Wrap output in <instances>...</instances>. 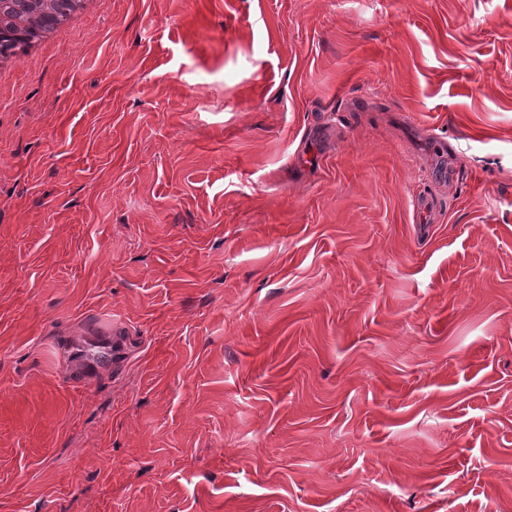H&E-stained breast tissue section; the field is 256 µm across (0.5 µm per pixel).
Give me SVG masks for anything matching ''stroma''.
I'll use <instances>...</instances> for the list:
<instances>
[{
    "label": "stroma",
    "instance_id": "obj_1",
    "mask_svg": "<svg viewBox=\"0 0 512 512\" xmlns=\"http://www.w3.org/2000/svg\"><path fill=\"white\" fill-rule=\"evenodd\" d=\"M0 512H512V0H101L0 80Z\"/></svg>",
    "mask_w": 512,
    "mask_h": 512
}]
</instances>
